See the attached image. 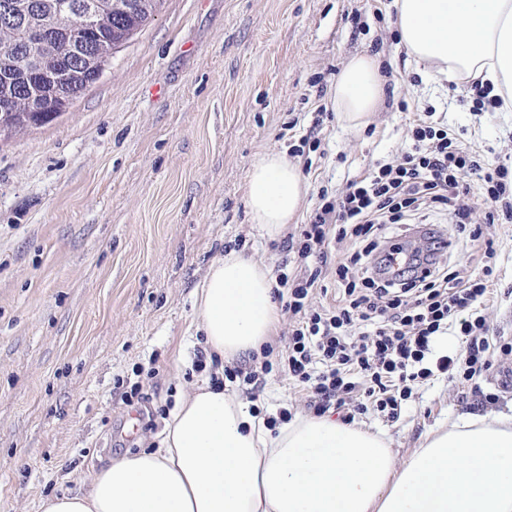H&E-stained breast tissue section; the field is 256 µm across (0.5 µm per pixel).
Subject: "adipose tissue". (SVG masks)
<instances>
[{"mask_svg":"<svg viewBox=\"0 0 512 512\" xmlns=\"http://www.w3.org/2000/svg\"><path fill=\"white\" fill-rule=\"evenodd\" d=\"M396 9L408 58L487 84L512 112V0H396ZM383 85L376 57L349 58L331 94L347 127L372 121ZM307 193L280 153L248 171L251 219L269 236L287 230ZM275 287L255 258H216L195 302L207 355L259 350L280 321ZM41 512H512V412L459 418L399 458L383 433L329 413L270 429L206 380L176 403L157 447L110 459Z\"/></svg>","mask_w":512,"mask_h":512,"instance_id":"1","label":"adipose tissue"}]
</instances>
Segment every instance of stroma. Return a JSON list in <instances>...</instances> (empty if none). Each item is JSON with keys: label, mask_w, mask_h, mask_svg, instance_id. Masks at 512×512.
<instances>
[{"label": "stroma", "mask_w": 512, "mask_h": 512, "mask_svg": "<svg viewBox=\"0 0 512 512\" xmlns=\"http://www.w3.org/2000/svg\"><path fill=\"white\" fill-rule=\"evenodd\" d=\"M357 53L388 72L389 104L368 130L347 128L330 102ZM401 100L433 106L487 162L512 166V112L472 111L408 59L395 0H164L65 114L0 140V512H40L102 460L153 447L162 411L207 376L193 366V311L209 264L233 244L274 277L288 258L250 220V167L318 140L298 158L309 191L297 233L321 189L401 158ZM486 236L500 275L485 317L510 341L512 225ZM135 382L147 400L129 406ZM224 388L267 418L314 412L281 371L256 390ZM511 405L498 372L472 387L443 374L415 386L399 421L371 410L355 423L402 457L432 429Z\"/></svg>", "instance_id": "1"}]
</instances>
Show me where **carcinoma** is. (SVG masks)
<instances>
[{"label":"carcinoma","mask_w":512,"mask_h":512,"mask_svg":"<svg viewBox=\"0 0 512 512\" xmlns=\"http://www.w3.org/2000/svg\"><path fill=\"white\" fill-rule=\"evenodd\" d=\"M60 0H0V133L43 126L103 76L163 0H100L93 29Z\"/></svg>","instance_id":"1"}]
</instances>
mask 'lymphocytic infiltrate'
I'll return each instance as SVG.
<instances>
[{
    "mask_svg": "<svg viewBox=\"0 0 512 512\" xmlns=\"http://www.w3.org/2000/svg\"><path fill=\"white\" fill-rule=\"evenodd\" d=\"M411 142L400 161L376 160L336 196L320 203L298 238H287L300 273H280L293 317L288 349L271 362L264 345L258 367H228L226 378L258 385L273 369L288 371L318 413L343 410L344 422L374 409L399 421L412 384L435 373L472 384L489 371L491 347L512 354L511 342L491 344L483 312L497 273V252L484 226L512 221V171L486 164L432 108L414 113ZM482 175L489 206L485 224L473 220L469 172ZM445 211L449 226L430 228L423 212ZM353 239L360 248L330 259V244ZM481 248L479 270L463 273L454 252ZM345 285L336 307L311 305L328 261ZM455 330L461 349L429 362L436 336Z\"/></svg>",
    "mask_w": 512,
    "mask_h": 512,
    "instance_id": "lymphocytic-infiltrate-1",
    "label": "lymphocytic infiltrate"
}]
</instances>
